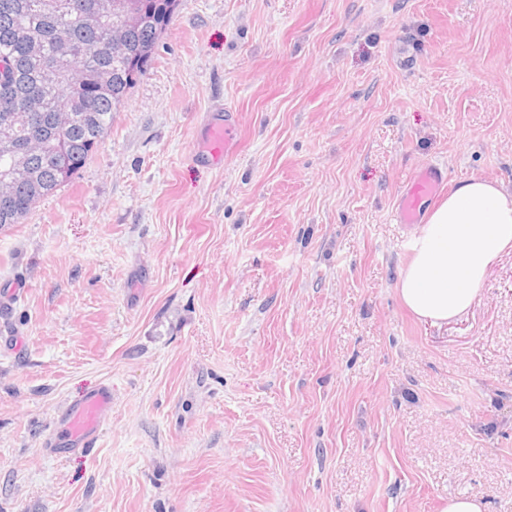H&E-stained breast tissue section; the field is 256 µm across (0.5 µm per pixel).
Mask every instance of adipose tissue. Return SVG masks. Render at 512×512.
I'll list each match as a JSON object with an SVG mask.
<instances>
[{"mask_svg":"<svg viewBox=\"0 0 512 512\" xmlns=\"http://www.w3.org/2000/svg\"><path fill=\"white\" fill-rule=\"evenodd\" d=\"M398 293L419 319L456 321L480 300L493 266L512 251V190L473 177L458 183L411 241Z\"/></svg>","mask_w":512,"mask_h":512,"instance_id":"1","label":"adipose tissue"}]
</instances>
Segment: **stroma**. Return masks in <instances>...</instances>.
Wrapping results in <instances>:
<instances>
[{
    "label": "stroma",
    "instance_id": "obj_1",
    "mask_svg": "<svg viewBox=\"0 0 512 512\" xmlns=\"http://www.w3.org/2000/svg\"><path fill=\"white\" fill-rule=\"evenodd\" d=\"M427 164L512 185V0H181L0 228V512H512V253L459 321L404 308ZM231 124H213L208 129L207 139L214 153H220L224 149V153H228L232 149ZM447 176L438 167L428 166L418 171L400 197L397 218L401 224H419L421 211L434 203L447 186ZM112 406V389L105 387L73 404L61 421V432L69 448L93 446L101 427V414Z\"/></svg>",
    "mask_w": 512,
    "mask_h": 512
}]
</instances>
